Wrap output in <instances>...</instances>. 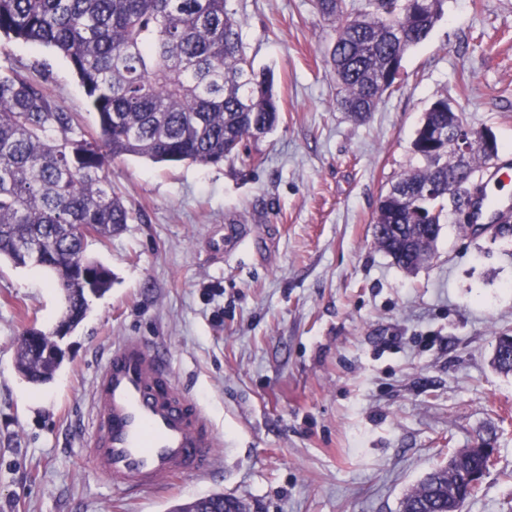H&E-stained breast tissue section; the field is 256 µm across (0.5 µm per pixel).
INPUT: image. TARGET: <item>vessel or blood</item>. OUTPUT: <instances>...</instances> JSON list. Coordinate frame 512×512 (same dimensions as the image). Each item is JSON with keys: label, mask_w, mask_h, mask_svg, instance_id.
Instances as JSON below:
<instances>
[{"label": "vessel or blood", "mask_w": 512, "mask_h": 512, "mask_svg": "<svg viewBox=\"0 0 512 512\" xmlns=\"http://www.w3.org/2000/svg\"><path fill=\"white\" fill-rule=\"evenodd\" d=\"M506 204L495 195H475L474 223H490ZM93 423L85 454L114 485L151 490L210 473L222 445L202 407L175 381L163 353L134 338L114 343L95 373Z\"/></svg>", "instance_id": "vessel-or-blood-1"}]
</instances>
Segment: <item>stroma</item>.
Here are the masks:
<instances>
[{
	"mask_svg": "<svg viewBox=\"0 0 512 512\" xmlns=\"http://www.w3.org/2000/svg\"><path fill=\"white\" fill-rule=\"evenodd\" d=\"M232 6L280 121L219 165L108 166L131 219L88 242L112 287L61 339L49 384L18 375L16 344L53 329L62 295L46 269L0 260V512H171L213 493L248 512H398L425 473L482 437L496 462L462 512H512V374L491 363L498 334H512V234L446 216L413 271L374 236L381 197L419 164L413 141L434 101L512 153V0H445L404 55L401 89L363 121L338 104L336 33L315 0ZM12 68L47 79L95 127L55 50L0 39V73ZM122 337L157 345L204 407L226 448L218 472L169 491L94 472L82 447L93 379Z\"/></svg>",
	"mask_w": 512,
	"mask_h": 512,
	"instance_id": "1",
	"label": "stroma"
}]
</instances>
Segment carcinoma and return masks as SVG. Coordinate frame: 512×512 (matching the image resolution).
<instances>
[{
	"label": "carcinoma",
	"mask_w": 512,
	"mask_h": 512,
	"mask_svg": "<svg viewBox=\"0 0 512 512\" xmlns=\"http://www.w3.org/2000/svg\"><path fill=\"white\" fill-rule=\"evenodd\" d=\"M336 22L331 65L345 111L363 119L383 93L397 89L402 59L423 42L443 0H374L355 16L344 0H316ZM0 37L52 47L69 62L97 115V126H74L44 84L20 70L0 75V256L55 274L64 310L50 333L19 338L16 370L27 381L50 382L63 358L54 336L86 317L90 297L112 287V271L86 256L128 223L124 200L104 175L125 156L155 162L219 164L239 156L257 129L265 134L281 112L273 79L258 74L230 0H0ZM448 100L424 112L413 152L424 166L391 188L404 200L379 204L376 243L414 270L431 256L446 208L466 206L470 183L458 178L454 151L433 145L448 128ZM84 226L87 233L74 231ZM493 362L512 374V335L497 336ZM473 449L458 451L405 494L400 512H460L469 496L455 475L482 471ZM224 510V494L175 506L171 512Z\"/></svg>",
	"instance_id": "obj_1"
}]
</instances>
